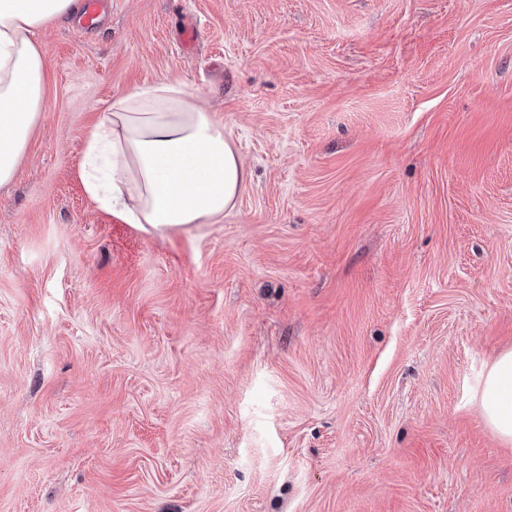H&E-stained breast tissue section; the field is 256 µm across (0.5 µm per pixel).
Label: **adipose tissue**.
Returning a JSON list of instances; mask_svg holds the SVG:
<instances>
[{"instance_id": "1", "label": "adipose tissue", "mask_w": 512, "mask_h": 512, "mask_svg": "<svg viewBox=\"0 0 512 512\" xmlns=\"http://www.w3.org/2000/svg\"><path fill=\"white\" fill-rule=\"evenodd\" d=\"M75 0H0V185L10 182L42 110L38 31L70 18ZM87 194L130 224L158 232L212 224L249 177L223 123L184 84L159 81L115 97L87 140ZM490 432L512 444V350L489 367L480 399Z\"/></svg>"}]
</instances>
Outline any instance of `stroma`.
<instances>
[{
	"mask_svg": "<svg viewBox=\"0 0 512 512\" xmlns=\"http://www.w3.org/2000/svg\"><path fill=\"white\" fill-rule=\"evenodd\" d=\"M38 41L0 186V512H512L480 412L512 349V0H112ZM157 80L249 172L218 223L85 191L89 132ZM104 8L112 9V0H77V13L85 29L97 27L102 22Z\"/></svg>",
	"mask_w": 512,
	"mask_h": 512,
	"instance_id": "stroma-1",
	"label": "stroma"
}]
</instances>
